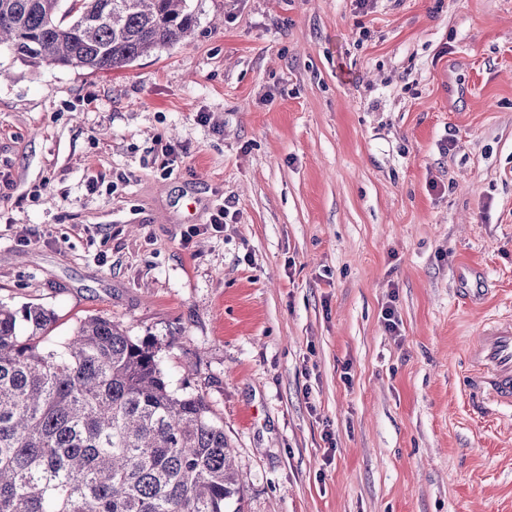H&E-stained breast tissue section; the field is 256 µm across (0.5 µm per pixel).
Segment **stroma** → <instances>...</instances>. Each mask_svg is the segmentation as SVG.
<instances>
[{"mask_svg":"<svg viewBox=\"0 0 512 512\" xmlns=\"http://www.w3.org/2000/svg\"><path fill=\"white\" fill-rule=\"evenodd\" d=\"M187 5L117 72L0 49V300L162 342L242 512H512L463 387L512 314V0Z\"/></svg>","mask_w":512,"mask_h":512,"instance_id":"stroma-1","label":"stroma"}]
</instances>
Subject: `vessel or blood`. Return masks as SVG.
Wrapping results in <instances>:
<instances>
[{
	"instance_id": "vessel-or-blood-1",
	"label": "vessel or blood",
	"mask_w": 512,
	"mask_h": 512,
	"mask_svg": "<svg viewBox=\"0 0 512 512\" xmlns=\"http://www.w3.org/2000/svg\"><path fill=\"white\" fill-rule=\"evenodd\" d=\"M466 380L477 412L512 413V316L489 319L468 352Z\"/></svg>"
}]
</instances>
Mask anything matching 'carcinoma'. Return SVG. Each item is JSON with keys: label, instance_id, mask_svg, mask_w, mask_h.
Returning a JSON list of instances; mask_svg holds the SVG:
<instances>
[{"label": "carcinoma", "instance_id": "cac0c4a2", "mask_svg": "<svg viewBox=\"0 0 512 512\" xmlns=\"http://www.w3.org/2000/svg\"><path fill=\"white\" fill-rule=\"evenodd\" d=\"M0 0V45L108 73L187 41L186 0ZM40 305L0 301V512H241L224 423L171 387L160 347L96 316L64 340Z\"/></svg>", "mask_w": 512, "mask_h": 512}]
</instances>
